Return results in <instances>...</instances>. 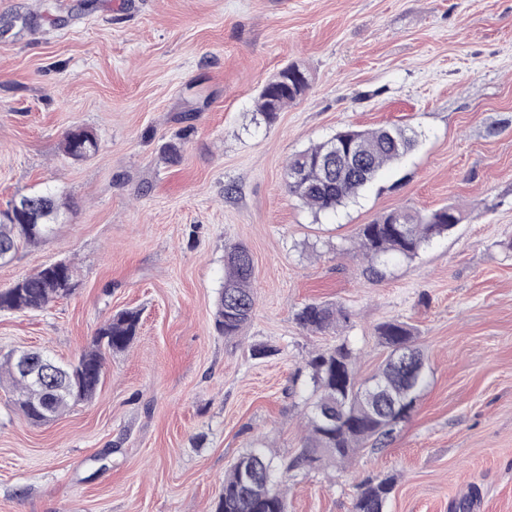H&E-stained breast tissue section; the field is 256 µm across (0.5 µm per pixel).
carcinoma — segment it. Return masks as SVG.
<instances>
[{"instance_id":"1","label":"carcinoma","mask_w":512,"mask_h":512,"mask_svg":"<svg viewBox=\"0 0 512 512\" xmlns=\"http://www.w3.org/2000/svg\"><path fill=\"white\" fill-rule=\"evenodd\" d=\"M308 88L304 70L295 64L282 68L258 95L257 112L273 123L279 112ZM345 148L334 151L340 134L296 153L287 169L296 175L286 180L288 194L314 214H326L354 200L371 186L380 172L399 161L417 143L408 126L393 125L370 130L346 127ZM99 140L92 132L70 131L64 151L76 161L94 156ZM20 213L0 214V246L17 248L19 242L48 238L58 222L62 203L52 192L23 195L16 200ZM457 210L444 206L422 214L393 209L357 232L364 273L383 275L394 259L411 260L434 239L460 223ZM224 283L214 314L216 329L235 336L250 320L256 297L252 288L253 258L243 245L226 250ZM77 287L75 267L67 261L42 266L31 275L0 289V311L37 312L71 295ZM299 326L325 332L345 325V307L325 302L305 304L295 316ZM140 313L123 310L96 331L91 347L75 363H61L43 351L21 350L0 361L6 381L15 394V406L32 424L47 423L71 406L91 398L102 379L105 355L125 350L137 335ZM378 344L388 351L380 370L366 379L357 377L359 353L347 340L313 353L305 362L312 386L308 414L309 437L289 462L279 463L264 448H248L224 477V488L214 512H288L281 486L288 472L313 470L322 460L344 461L369 443L383 446L395 428L407 420L428 386V374L417 347L415 328L400 319L376 327ZM43 358L55 364V385L50 388L19 371L23 359ZM395 487L391 476L368 479L353 501L352 512H384Z\"/></svg>"}]
</instances>
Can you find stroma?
I'll use <instances>...</instances> for the list:
<instances>
[{"instance_id": "stroma-1", "label": "stroma", "mask_w": 512, "mask_h": 512, "mask_svg": "<svg viewBox=\"0 0 512 512\" xmlns=\"http://www.w3.org/2000/svg\"><path fill=\"white\" fill-rule=\"evenodd\" d=\"M290 64L309 87L265 124L258 93ZM394 124L417 148L354 202L317 216L289 195L293 154ZM77 126L100 141L83 161L62 152ZM45 189L68 209L0 264V289L60 260L78 286L0 311V357L68 362L116 312L140 323L96 395L54 421L29 423L0 385V512H212L246 448L300 451L309 353L346 337L370 377L392 318L417 331L426 391L386 447L292 472L288 512H350L372 475L396 479L387 512L467 496L512 512V0H0V208ZM442 206L460 224L363 273L359 225ZM233 243L257 306L227 337L213 315ZM311 301L343 305L348 326L304 331ZM259 343L273 355L254 358Z\"/></svg>"}]
</instances>
